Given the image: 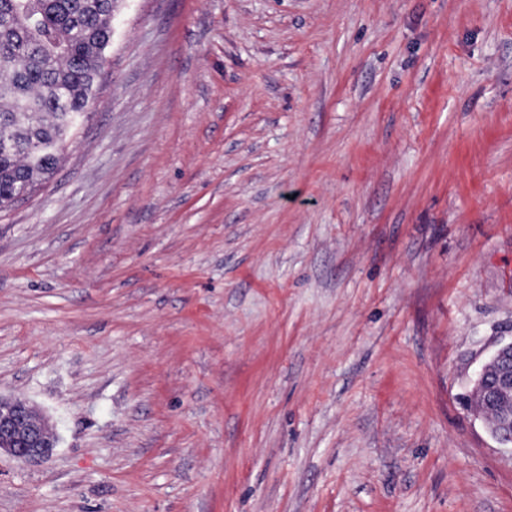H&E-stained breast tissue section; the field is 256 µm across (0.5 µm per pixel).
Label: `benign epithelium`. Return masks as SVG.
<instances>
[{"instance_id": "obj_1", "label": "benign epithelium", "mask_w": 512, "mask_h": 512, "mask_svg": "<svg viewBox=\"0 0 512 512\" xmlns=\"http://www.w3.org/2000/svg\"><path fill=\"white\" fill-rule=\"evenodd\" d=\"M471 400L482 406L498 408L488 422L494 440L512 447V341L499 346L480 366L471 381ZM55 442L41 425L30 420V406L21 398L0 396V454L29 463L52 453Z\"/></svg>"}]
</instances>
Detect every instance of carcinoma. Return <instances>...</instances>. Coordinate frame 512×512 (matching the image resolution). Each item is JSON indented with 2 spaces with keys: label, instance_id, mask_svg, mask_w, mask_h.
I'll use <instances>...</instances> for the list:
<instances>
[{
  "label": "carcinoma",
  "instance_id": "cac0c4a2",
  "mask_svg": "<svg viewBox=\"0 0 512 512\" xmlns=\"http://www.w3.org/2000/svg\"><path fill=\"white\" fill-rule=\"evenodd\" d=\"M120 0H0V211L41 185L97 100Z\"/></svg>",
  "mask_w": 512,
  "mask_h": 512
}]
</instances>
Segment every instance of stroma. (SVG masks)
Masks as SVG:
<instances>
[{
	"instance_id": "stroma-1",
	"label": "stroma",
	"mask_w": 512,
	"mask_h": 512,
	"mask_svg": "<svg viewBox=\"0 0 512 512\" xmlns=\"http://www.w3.org/2000/svg\"><path fill=\"white\" fill-rule=\"evenodd\" d=\"M0 213V512H512V0H123ZM471 400L482 406L498 408V415L489 421L485 413L475 407L474 414L488 423L494 440L512 447V340L499 346L480 366L471 381ZM510 400V405L506 402ZM30 406L21 398L0 396V454L29 463L52 453L55 442L30 420Z\"/></svg>"
}]
</instances>
